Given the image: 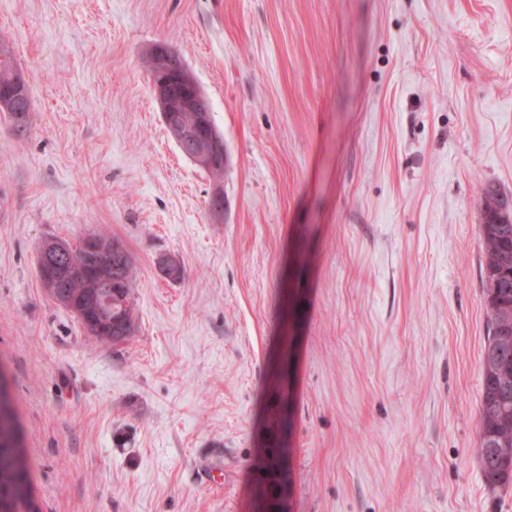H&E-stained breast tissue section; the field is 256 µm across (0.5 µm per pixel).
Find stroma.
<instances>
[{
  "mask_svg": "<svg viewBox=\"0 0 512 512\" xmlns=\"http://www.w3.org/2000/svg\"><path fill=\"white\" fill-rule=\"evenodd\" d=\"M1 35L32 112H0V370L40 512H252L282 408L284 512H512L474 454L512 0H0ZM159 43L211 104L221 180L166 129ZM101 229L133 258L115 345L37 272L47 236Z\"/></svg>",
  "mask_w": 512,
  "mask_h": 512,
  "instance_id": "1",
  "label": "stroma"
}]
</instances>
